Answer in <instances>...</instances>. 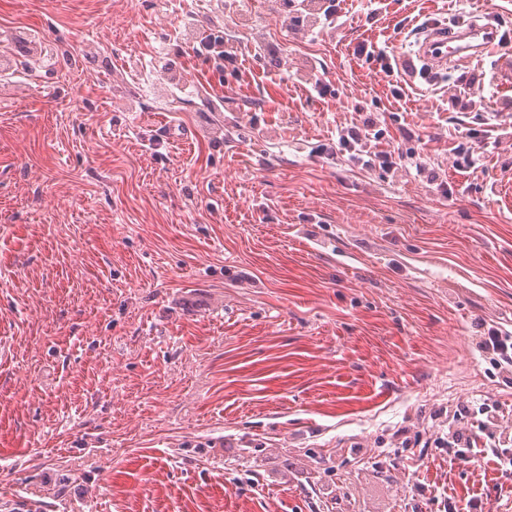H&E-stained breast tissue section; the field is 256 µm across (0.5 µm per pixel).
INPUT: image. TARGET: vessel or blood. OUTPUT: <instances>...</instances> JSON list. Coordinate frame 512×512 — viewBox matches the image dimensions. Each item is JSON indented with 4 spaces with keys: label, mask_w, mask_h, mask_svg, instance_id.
I'll list each match as a JSON object with an SVG mask.
<instances>
[{
    "label": "vessel or blood",
    "mask_w": 512,
    "mask_h": 512,
    "mask_svg": "<svg viewBox=\"0 0 512 512\" xmlns=\"http://www.w3.org/2000/svg\"><path fill=\"white\" fill-rule=\"evenodd\" d=\"M498 46V31L492 25L466 23L452 32L445 25L433 23L425 27L415 55L405 56L403 63L409 69L419 61L431 69H444L453 59L470 60Z\"/></svg>",
    "instance_id": "vessel-or-blood-1"
}]
</instances>
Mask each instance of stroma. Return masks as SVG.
Returning <instances> with one entry per match:
<instances>
[{
	"instance_id": "35a3bbf8",
	"label": "stroma",
	"mask_w": 512,
	"mask_h": 512,
	"mask_svg": "<svg viewBox=\"0 0 512 512\" xmlns=\"http://www.w3.org/2000/svg\"><path fill=\"white\" fill-rule=\"evenodd\" d=\"M478 11L512 40V0H340L313 30L226 0L236 79L152 0H0V38L77 59L0 95V512H512V470L442 445L484 436V403L512 425V372L481 346L512 334V74L378 59ZM161 49L181 97L223 103V144L210 113L116 108L113 74L157 78ZM367 117L392 172L338 145ZM474 447H477L476 439L470 437L464 438V433L460 430H449L448 448H461L454 452L456 460L461 463H469L488 451L486 448Z\"/></svg>"
}]
</instances>
